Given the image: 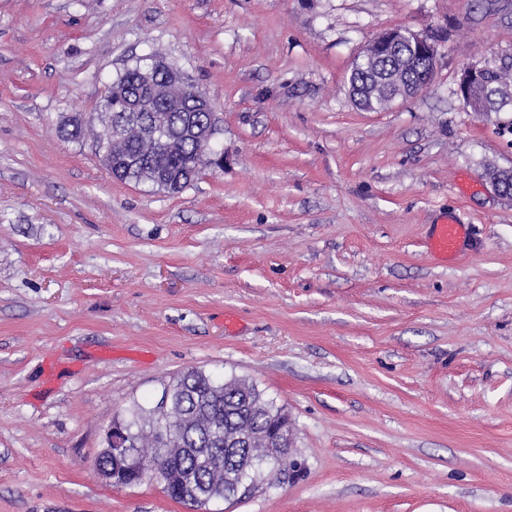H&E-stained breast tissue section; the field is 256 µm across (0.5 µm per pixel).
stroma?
<instances>
[{"instance_id":"obj_1","label":"stroma","mask_w":512,"mask_h":512,"mask_svg":"<svg viewBox=\"0 0 512 512\" xmlns=\"http://www.w3.org/2000/svg\"><path fill=\"white\" fill-rule=\"evenodd\" d=\"M394 27L440 34L435 76L360 111ZM154 51L221 128L176 193L57 132ZM510 63L512 0H0V512H188L94 461L191 369L283 406L303 464L209 512H512V113L455 93ZM488 66L472 65L464 69L457 84V95L472 112H490L488 107V90L484 77ZM469 235V225L461 224L449 215L440 224H434L427 247L434 256L451 260L461 252Z\"/></svg>"}]
</instances>
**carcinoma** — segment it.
Here are the masks:
<instances>
[{
  "mask_svg": "<svg viewBox=\"0 0 512 512\" xmlns=\"http://www.w3.org/2000/svg\"><path fill=\"white\" fill-rule=\"evenodd\" d=\"M384 65L372 63L357 66V72L350 74L349 83L365 84L375 76V71ZM138 66L126 69L112 82L114 87H122L127 95L136 94L134 75ZM487 84L495 89L499 86H512V66L494 67L487 74ZM126 111V99L110 92L106 96L104 109L94 119L72 131L61 135L69 139H83L93 136L103 149L111 148L109 134L113 130L116 114ZM199 117L194 108L187 107L182 112L170 115L158 114L157 122L177 131L184 123V117ZM100 123L102 132L95 130ZM125 153L132 163L123 167L118 179L124 182L150 183L164 190L166 186L158 181H150L148 170H161L169 178L182 181L185 189L198 179L204 166L206 148L200 143L188 140L181 154L164 153L156 140L129 134L125 141ZM169 403L165 414L158 415L138 406L130 416L118 422L131 443V449L141 461L151 465H162L173 471L175 478L165 489L172 499L182 502L195 512L207 508L216 501H227L238 493L239 477L229 478L233 469L224 463V442L242 432L263 433L278 422L287 418L283 410L266 398L264 392L252 382L242 378L215 379L200 370H188L177 376L168 385ZM165 429L172 437V453L160 444L157 431ZM281 466L270 462L258 466L246 475L249 482L277 480Z\"/></svg>",
  "mask_w": 512,
  "mask_h": 512,
  "instance_id": "obj_1",
  "label": "carcinoma"
}]
</instances>
